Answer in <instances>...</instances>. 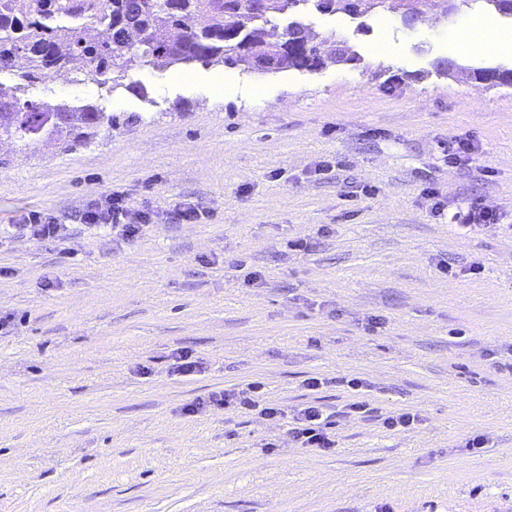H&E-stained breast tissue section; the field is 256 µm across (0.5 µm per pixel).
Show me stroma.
I'll use <instances>...</instances> for the list:
<instances>
[{"mask_svg": "<svg viewBox=\"0 0 512 512\" xmlns=\"http://www.w3.org/2000/svg\"><path fill=\"white\" fill-rule=\"evenodd\" d=\"M309 21L356 61L145 66L127 88L64 74L22 91L97 102L118 124L68 152L0 143V512H512V233L452 221L478 199L512 224V88L433 68H512V52L459 50L464 15ZM463 139L475 159L450 163ZM429 186L448 217L431 216ZM111 191L155 223L127 240L76 222ZM189 202L195 223L167 222ZM34 210L66 236L22 232ZM300 238L310 251L289 250ZM250 269L261 283H243ZM180 349L204 372L173 373ZM351 375L370 384L368 416L345 411ZM253 381L285 409L323 405L336 448L201 405ZM401 409L421 425L383 428ZM478 433L486 448L468 449Z\"/></svg>", "mask_w": 512, "mask_h": 512, "instance_id": "obj_1", "label": "stroma"}]
</instances>
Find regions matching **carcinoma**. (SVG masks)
Here are the masks:
<instances>
[{
  "label": "carcinoma",
  "instance_id": "cac0c4a2",
  "mask_svg": "<svg viewBox=\"0 0 512 512\" xmlns=\"http://www.w3.org/2000/svg\"><path fill=\"white\" fill-rule=\"evenodd\" d=\"M487 6L512 19V0H0V69L31 84L63 71L75 82L105 77L114 89L145 64L316 71L356 54L343 41L325 50L329 39L304 22L311 13L364 17L398 9L403 23L428 16L441 22ZM283 19L294 42L289 52L279 41ZM441 71L512 87V69L450 63ZM17 90L0 83V137L67 149L93 141L115 121L93 102L23 101Z\"/></svg>",
  "mask_w": 512,
  "mask_h": 512
}]
</instances>
